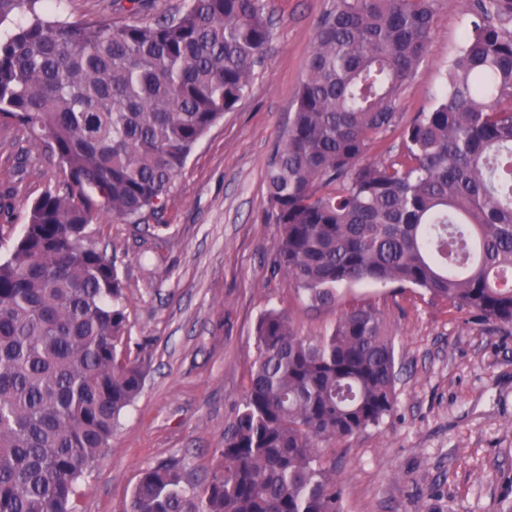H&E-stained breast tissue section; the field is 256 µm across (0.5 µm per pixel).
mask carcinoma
Wrapping results in <instances>:
<instances>
[{
    "label": "carcinoma",
    "mask_w": 512,
    "mask_h": 512,
    "mask_svg": "<svg viewBox=\"0 0 512 512\" xmlns=\"http://www.w3.org/2000/svg\"><path fill=\"white\" fill-rule=\"evenodd\" d=\"M52 0H0V114L67 171L0 260V512H75L78 483L138 397L124 287L89 224L159 217L192 149L247 93L272 36L266 0H185L154 23L96 26ZM512 0H473L441 95L370 157L424 63L433 0H333L293 116L266 169L278 237L269 265L310 307H341L319 336L270 308L224 465L197 487L144 469L130 512H345L327 451L395 408L392 338L357 282L415 288L473 320L512 325Z\"/></svg>",
    "instance_id": "carcinoma-1"
}]
</instances>
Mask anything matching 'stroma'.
<instances>
[{
  "mask_svg": "<svg viewBox=\"0 0 512 512\" xmlns=\"http://www.w3.org/2000/svg\"><path fill=\"white\" fill-rule=\"evenodd\" d=\"M331 4L267 0L272 39L263 61L248 93L175 176L163 232L105 214L91 224L92 243L124 281L129 350L146 377L109 448L85 471L77 512H128L141 472L160 463L206 484L247 391L261 312L286 311L304 336L335 320V309H311L287 278L271 277L277 227L265 185ZM469 7L434 0L427 59L395 103L397 127L371 157L395 158L401 126L438 97ZM57 12L86 26L127 18L112 0H61ZM64 179L28 131L0 116V193L10 194L0 209V258L23 233L30 205ZM344 295L378 310L400 369L395 413L336 447L346 512H512V327L471 320L410 288L359 282Z\"/></svg>",
  "mask_w": 512,
  "mask_h": 512,
  "instance_id": "obj_1",
  "label": "stroma"
}]
</instances>
